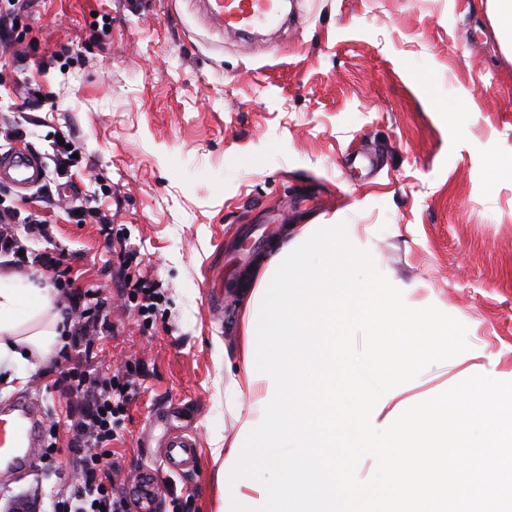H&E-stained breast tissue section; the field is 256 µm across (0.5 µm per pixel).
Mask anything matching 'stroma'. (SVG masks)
<instances>
[{"label": "stroma", "mask_w": 512, "mask_h": 512, "mask_svg": "<svg viewBox=\"0 0 512 512\" xmlns=\"http://www.w3.org/2000/svg\"><path fill=\"white\" fill-rule=\"evenodd\" d=\"M288 2V27L234 36L199 0H0V154L44 169L31 189L0 182V211L50 232L17 231L0 269L53 289L66 322V294L105 298L110 331L71 362L140 363L111 448L126 491L153 478L154 512H216L239 271L303 225L369 240L357 280L401 279L453 328L439 361L398 385L406 405L475 374L512 381V49L487 0ZM122 247L163 289L152 324L120 293ZM46 250L64 287L36 266ZM58 373L52 357L1 365L0 396L29 393L45 420L64 418ZM178 430L199 444L186 472L163 464ZM75 474L66 451L37 462L0 483V512H52Z\"/></svg>", "instance_id": "35a3bbf8"}]
</instances>
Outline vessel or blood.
I'll return each mask as SVG.
<instances>
[{"instance_id":"obj_1","label":"vessel or blood","mask_w":512,"mask_h":512,"mask_svg":"<svg viewBox=\"0 0 512 512\" xmlns=\"http://www.w3.org/2000/svg\"><path fill=\"white\" fill-rule=\"evenodd\" d=\"M208 9L220 27L245 30L275 20V0H212ZM17 174L32 185L42 178V170L26 155L13 153L0 158V177ZM41 413L30 400L22 399L0 412V461L8 468L25 464L38 444Z\"/></svg>"}]
</instances>
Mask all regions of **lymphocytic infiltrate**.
I'll return each mask as SVG.
<instances>
[{
    "instance_id": "lymphocytic-infiltrate-1",
    "label": "lymphocytic infiltrate",
    "mask_w": 512,
    "mask_h": 512,
    "mask_svg": "<svg viewBox=\"0 0 512 512\" xmlns=\"http://www.w3.org/2000/svg\"><path fill=\"white\" fill-rule=\"evenodd\" d=\"M117 258L129 299L140 317L150 318L162 300L159 284L131 276V254L122 251ZM135 370V365L129 364L124 371L92 380L73 367L53 380L54 388L74 399L72 421L65 427L56 420L49 422L43 457L50 463L57 461L60 450L56 440L63 429L71 435L72 450L80 454L78 476L69 493L56 502L54 512H130L128 498L118 489L121 468L110 444L120 437L127 406L138 389Z\"/></svg>"
}]
</instances>
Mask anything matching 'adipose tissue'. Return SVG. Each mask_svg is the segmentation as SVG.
Returning <instances> with one entry per match:
<instances>
[{
    "label": "adipose tissue",
    "mask_w": 512,
    "mask_h": 512,
    "mask_svg": "<svg viewBox=\"0 0 512 512\" xmlns=\"http://www.w3.org/2000/svg\"><path fill=\"white\" fill-rule=\"evenodd\" d=\"M367 244L337 237L332 224H308L264 261L247 295L242 340L224 386L235 430L215 436L217 512H412L437 473L435 454L448 413L431 409L403 427L396 384L448 342V325L411 306L412 287L354 264ZM23 276L0 271V361L41 362L59 344L63 320L49 291L31 297ZM362 332L367 345L350 365L340 338ZM371 456L382 472L371 498L345 449ZM415 457H408V449ZM265 461L269 477L251 469Z\"/></svg>",
    "instance_id": "ef3b65f1"
}]
</instances>
